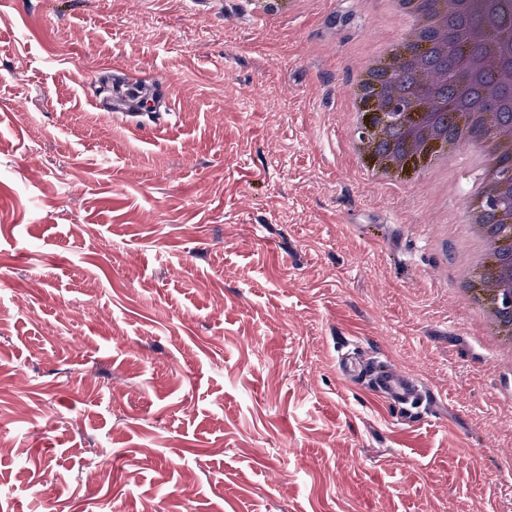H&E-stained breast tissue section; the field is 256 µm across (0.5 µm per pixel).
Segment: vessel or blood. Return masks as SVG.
Returning <instances> with one entry per match:
<instances>
[{
	"instance_id": "obj_1",
	"label": "vessel or blood",
	"mask_w": 512,
	"mask_h": 512,
	"mask_svg": "<svg viewBox=\"0 0 512 512\" xmlns=\"http://www.w3.org/2000/svg\"><path fill=\"white\" fill-rule=\"evenodd\" d=\"M104 79L115 88L114 95L98 97L97 102L104 110L157 109L153 97L140 84L130 82L122 70L108 69ZM340 373L344 383L368 385L376 396L406 420L412 418L414 409L421 407L425 400L421 386L413 376L393 372L381 360L365 363L345 356L340 360Z\"/></svg>"
}]
</instances>
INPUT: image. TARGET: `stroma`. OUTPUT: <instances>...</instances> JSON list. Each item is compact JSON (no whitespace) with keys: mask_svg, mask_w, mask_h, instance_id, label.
I'll use <instances>...</instances> for the list:
<instances>
[{"mask_svg":"<svg viewBox=\"0 0 512 512\" xmlns=\"http://www.w3.org/2000/svg\"><path fill=\"white\" fill-rule=\"evenodd\" d=\"M0 0V512H512V364L456 298L476 164L375 181L389 0ZM110 67L164 90L100 111ZM413 374L415 424L338 376ZM389 130L387 126L381 122H374L366 127L364 130L359 133V141L363 147L364 152L371 156L375 147L378 143L384 141L388 138Z\"/></svg>","mask_w":512,"mask_h":512,"instance_id":"obj_1","label":"stroma"}]
</instances>
